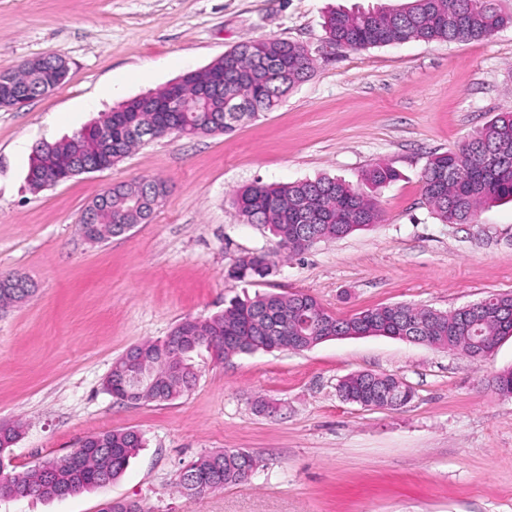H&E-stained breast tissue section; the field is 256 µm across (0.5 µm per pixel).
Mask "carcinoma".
I'll use <instances>...</instances> for the list:
<instances>
[{
    "label": "carcinoma",
    "mask_w": 512,
    "mask_h": 512,
    "mask_svg": "<svg viewBox=\"0 0 512 512\" xmlns=\"http://www.w3.org/2000/svg\"><path fill=\"white\" fill-rule=\"evenodd\" d=\"M508 25L512 15L499 11L495 0H398L395 5L367 10L339 6L325 20L330 40L356 50L411 40H480ZM285 65L288 78H277ZM311 70V59L299 44L240 43L207 68L180 77V100L189 108L170 113L169 119L181 125L178 134L184 137L229 134L240 122L279 105ZM217 72L224 73V88L197 103L202 84ZM105 124L112 125L110 152L101 140ZM162 132L157 113L139 102H127L71 137L38 146L28 185L39 191L43 175L78 166L109 169L133 147ZM398 177L395 169L378 163L366 171L364 181L378 191ZM422 183L426 200L443 224H471L484 204L512 201V114L485 123L459 151L432 155ZM103 194L95 211L99 243L122 234L127 226L147 222L166 195V187L160 181L131 180L114 184ZM234 205L244 223L268 227L278 239L279 250L289 255L364 230L381 218V210L368 195L330 177L280 185L256 182L237 191ZM274 266L273 255L256 253L240 277L245 282L263 279ZM31 293L30 288L17 290L0 283V308L21 303ZM360 332L407 336L411 342L449 348L477 362L482 348L512 336V295L487 296L478 315L391 304L340 318L307 293H258L230 301L224 311L209 318L184 319L162 341L128 349L114 361L104 388L121 401L164 403L195 384L191 354L201 346L217 348L227 358L259 350L311 348L332 337ZM492 387L502 396H511L512 369L496 374ZM337 391L343 401L364 408L403 407L414 397L412 387L401 379L376 372L347 375ZM19 434L15 425L0 427V498L60 499L110 484L144 447L142 435L134 430L105 431L82 439L62 459L47 460L31 472L6 474L3 455ZM256 470L257 459L250 453L222 448L200 455L183 468L176 485L184 496L194 498L212 489L244 484Z\"/></svg>",
    "instance_id": "carcinoma-1"
}]
</instances>
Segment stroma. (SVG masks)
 Returning a JSON list of instances; mask_svg holds the SVG:
<instances>
[{"instance_id":"obj_1","label":"stroma","mask_w":512,"mask_h":512,"mask_svg":"<svg viewBox=\"0 0 512 512\" xmlns=\"http://www.w3.org/2000/svg\"><path fill=\"white\" fill-rule=\"evenodd\" d=\"M339 2L378 0H0V72L47 54L70 65L49 95L0 109V272L33 285L24 303L0 310V424L23 425L4 463L22 471L60 459L101 431L145 439L120 479L64 499H0V512H102L118 500L145 512H512V397L491 386L512 368V337L479 362L386 336L221 362L202 348L196 385L174 401L130 404L104 389L131 346L258 292L303 291L343 318L512 294V202L444 224L421 183L432 154L512 113V25L484 40L333 51L325 18ZM261 39L301 44L314 61L272 111L229 134L159 138L111 169L30 189L41 143ZM115 83L122 93L112 98ZM89 98L97 109H85ZM378 162L399 174L377 193L379 223L281 260L260 282L228 277L242 257L276 248L266 227L237 217L236 190L318 176L360 188ZM136 178L167 185L151 221L86 241V207ZM363 371L403 379L413 400L397 409L344 402L339 380ZM221 448L260 460L251 481L183 497L179 470Z\"/></svg>"}]
</instances>
